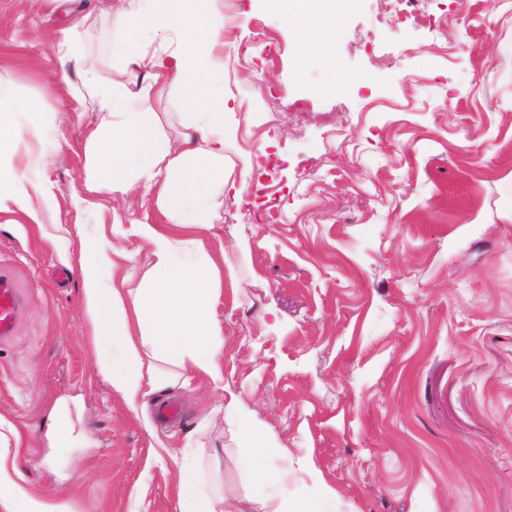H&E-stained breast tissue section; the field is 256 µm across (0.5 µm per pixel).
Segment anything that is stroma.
<instances>
[{"label":"stroma","instance_id":"stroma-1","mask_svg":"<svg viewBox=\"0 0 512 512\" xmlns=\"http://www.w3.org/2000/svg\"><path fill=\"white\" fill-rule=\"evenodd\" d=\"M126 0H76L81 71L115 77L109 54ZM438 31L387 23L389 0H352L333 65L296 63L297 40L262 0H222L234 35L224 96L235 108L224 164H259L251 191L225 192L201 237L222 278L224 390L205 378L151 397L146 415L111 394L88 337L79 269L96 242L148 267L133 194L74 206L89 169L94 105L65 111L54 0H0V110L25 134L0 163L40 161L53 197L32 195L45 231L0 214V269L27 305L0 342V415L24 436V479L77 512H175L182 474L225 497L252 492L225 391L241 417L287 448L293 497L324 512H512V0H478L473 21L424 0ZM66 401L76 442L50 447ZM174 401L181 419L164 422ZM152 430H145L144 421ZM215 457L196 456V447ZM174 460L153 463L155 450Z\"/></svg>","mask_w":512,"mask_h":512}]
</instances>
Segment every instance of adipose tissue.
<instances>
[{
    "mask_svg": "<svg viewBox=\"0 0 512 512\" xmlns=\"http://www.w3.org/2000/svg\"><path fill=\"white\" fill-rule=\"evenodd\" d=\"M216 0H127L118 19L121 34L112 55L126 79L69 85L66 106L82 111L86 99L98 105L100 122L85 140L92 175L89 192L123 198L141 193L153 213L124 225L114 219L112 233H131L148 245L150 267L139 288L124 291L108 280L123 251L100 248L95 262L81 268L84 318L94 344L116 347L101 371L112 393L133 412H145L149 398L166 388L190 386L196 376L224 386L219 355L223 330L213 315L219 298L218 269L201 238L182 235L185 227L205 228L207 217L223 206L221 186L229 181L224 146L234 135V114L212 80L216 57L229 36L216 13ZM280 23L299 36L297 62L315 59L331 65L336 34V0H265ZM178 95L187 106L177 144L165 143L157 113L144 111L152 99ZM178 364L177 377L144 373L145 360ZM249 448L243 465L253 483L273 487L288 478L273 459L285 450L263 432L241 422ZM12 436L13 449L0 447V507L5 512H75L70 499H43L19 480L20 433L0 418V440ZM177 512H268L265 500L250 506L229 502L223 493L201 489L197 481L180 485Z\"/></svg>",
    "mask_w": 512,
    "mask_h": 512,
    "instance_id": "adipose-tissue-1",
    "label": "adipose tissue"
}]
</instances>
